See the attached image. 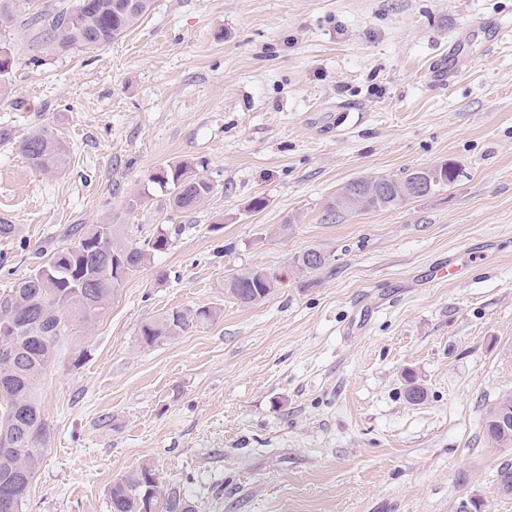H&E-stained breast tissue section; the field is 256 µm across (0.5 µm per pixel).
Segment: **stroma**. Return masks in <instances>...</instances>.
Listing matches in <instances>:
<instances>
[{"label": "stroma", "instance_id": "35a3bbf8", "mask_svg": "<svg viewBox=\"0 0 512 512\" xmlns=\"http://www.w3.org/2000/svg\"><path fill=\"white\" fill-rule=\"evenodd\" d=\"M16 10L0 29L15 57L0 295L77 226L169 235L60 342L24 512H110L112 481L145 463L194 512H512L497 483L512 448L483 432L512 392V0H152L111 44L67 51ZM455 49L457 74L432 83ZM42 126L68 147L63 172L20 153ZM179 161L213 185L188 212L151 180ZM442 161L461 172L450 187L324 223L351 179ZM310 247L328 265L293 273ZM467 251L472 277L428 279ZM256 267L283 280L245 307L224 282ZM201 306L209 323L141 342L142 322Z\"/></svg>", "mask_w": 512, "mask_h": 512}]
</instances>
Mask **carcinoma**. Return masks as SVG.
<instances>
[{
    "instance_id": "cac0c4a2",
    "label": "carcinoma",
    "mask_w": 512,
    "mask_h": 512,
    "mask_svg": "<svg viewBox=\"0 0 512 512\" xmlns=\"http://www.w3.org/2000/svg\"><path fill=\"white\" fill-rule=\"evenodd\" d=\"M151 0H60L44 5L30 17L45 42L59 49H96L118 39L137 25L150 10ZM14 57L0 47V93L12 71ZM20 150L36 170L52 173L67 161L66 146L41 127L22 139ZM460 176L458 168L442 162L409 169L397 177H358L347 182L327 203L323 220L357 209L384 210L410 199L404 188L422 179L427 197L451 185ZM152 182L171 190L172 207L179 212L195 209L212 191L211 183L194 172L192 164H167L152 175ZM77 240L55 250L37 269L18 279L11 292L0 296V315L20 328L14 336L0 335V385L8 389L0 405V432L9 438H37L23 448L0 447V512H22L32 481L40 469L51 427L41 409V380L55 357L56 346L74 326L92 323L120 292L126 278L146 264L152 254L167 248L168 235L160 231L142 243L121 240L115 225L92 224L76 230ZM327 265L326 255L308 248L293 259V267L312 274ZM281 275L264 268L240 272L224 284L227 294L244 306L265 301L274 292ZM209 307L172 310L141 324L140 338L153 344L174 338L196 324L210 321ZM484 431L500 448L512 447V393L499 396L486 408ZM110 512H192L179 491L161 486L152 465L144 464L121 476L108 488Z\"/></svg>"
}]
</instances>
